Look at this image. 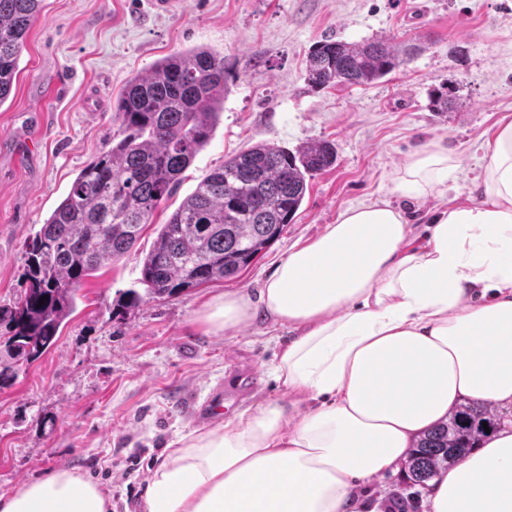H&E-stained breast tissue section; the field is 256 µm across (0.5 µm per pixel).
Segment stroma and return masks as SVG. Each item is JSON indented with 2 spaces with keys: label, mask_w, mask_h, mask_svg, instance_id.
<instances>
[{
  "label": "stroma",
  "mask_w": 512,
  "mask_h": 512,
  "mask_svg": "<svg viewBox=\"0 0 512 512\" xmlns=\"http://www.w3.org/2000/svg\"><path fill=\"white\" fill-rule=\"evenodd\" d=\"M326 37L422 50L378 84L311 91L306 58ZM193 47L223 56L233 75L213 136L136 246L80 287L48 352L0 383V494L71 469L109 493L112 512H139L153 465L201 426L192 402L223 391L229 418L288 396L271 373L285 331L259 320L216 332L199 311L227 292H257L292 246L346 208L394 199V170L430 140L458 157L449 194L468 196L492 131L512 116V0H183L163 16L145 0H43L0 106V305L23 291L28 240L108 149L112 103L127 81ZM443 86L458 90L456 109L430 111ZM323 140L335 165L311 180L286 232L254 265L113 318V301L139 286L159 225L213 168L260 142L293 150ZM250 374L259 384L249 390ZM394 493L430 512L427 489L402 469L361 486L355 512H381Z\"/></svg>",
  "instance_id": "obj_1"
}]
</instances>
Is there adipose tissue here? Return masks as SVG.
Returning <instances> with one entry per match:
<instances>
[{"instance_id":"adipose-tissue-1","label":"adipose tissue","mask_w":512,"mask_h":512,"mask_svg":"<svg viewBox=\"0 0 512 512\" xmlns=\"http://www.w3.org/2000/svg\"><path fill=\"white\" fill-rule=\"evenodd\" d=\"M456 155L432 142L394 190L447 198L426 242L388 200L345 209L293 247L258 295L227 292L199 321L286 330L273 375L284 399L180 436L150 471L142 512H352L356 487L394 470L463 399L512 408V120L488 142L475 198L448 195ZM432 512H512V423L440 473ZM67 469L0 495V512H107Z\"/></svg>"}]
</instances>
